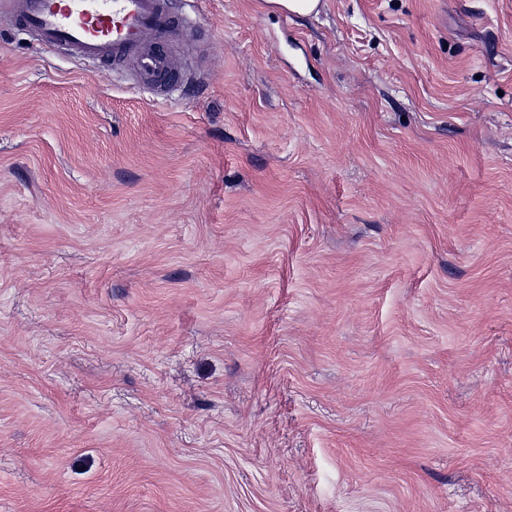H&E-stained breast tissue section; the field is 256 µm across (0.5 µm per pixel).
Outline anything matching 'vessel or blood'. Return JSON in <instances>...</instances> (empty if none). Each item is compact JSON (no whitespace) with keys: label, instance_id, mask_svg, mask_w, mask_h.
Here are the masks:
<instances>
[{"label":"vessel or blood","instance_id":"obj_1","mask_svg":"<svg viewBox=\"0 0 512 512\" xmlns=\"http://www.w3.org/2000/svg\"><path fill=\"white\" fill-rule=\"evenodd\" d=\"M12 9L42 45L85 59L123 60L136 83L177 89L171 56L159 45L170 26L161 0H13Z\"/></svg>","mask_w":512,"mask_h":512}]
</instances>
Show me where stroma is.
<instances>
[{
	"label": "stroma",
	"instance_id": "stroma-1",
	"mask_svg": "<svg viewBox=\"0 0 512 512\" xmlns=\"http://www.w3.org/2000/svg\"><path fill=\"white\" fill-rule=\"evenodd\" d=\"M183 10L0 0V512H512V0ZM161 0H14L13 13L45 46L74 55L131 65L137 84L177 90L170 54L159 41L170 26Z\"/></svg>",
	"mask_w": 512,
	"mask_h": 512
}]
</instances>
